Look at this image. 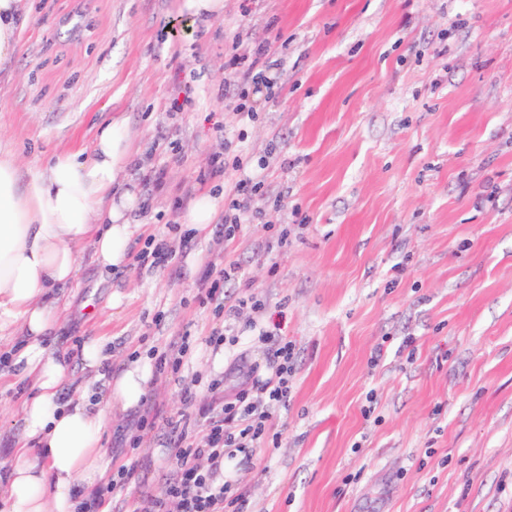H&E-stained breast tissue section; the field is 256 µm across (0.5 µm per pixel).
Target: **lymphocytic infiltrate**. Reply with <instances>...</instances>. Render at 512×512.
I'll return each mask as SVG.
<instances>
[{"label": "lymphocytic infiltrate", "instance_id": "f902f5d3", "mask_svg": "<svg viewBox=\"0 0 512 512\" xmlns=\"http://www.w3.org/2000/svg\"><path fill=\"white\" fill-rule=\"evenodd\" d=\"M256 189L247 181H239L229 193L224 207V238L233 240L241 225L255 209ZM237 264H229L206 280L203 300L223 309L225 317L238 318L244 311H260V300L252 296L238 298L234 304L224 302V282L237 274ZM271 361L273 376L255 379L250 388L234 398L219 402L211 409L206 432L195 436L189 431L191 416L163 419L168 431L169 446L174 450L176 467L163 487L157 507L174 502L177 512H224L235 506L242 494L235 483H219L215 473L224 456L254 448L268 435L273 426L276 407L286 405L291 394L293 375L291 360L294 346L285 337L273 339Z\"/></svg>", "mask_w": 512, "mask_h": 512}]
</instances>
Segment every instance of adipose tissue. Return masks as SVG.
I'll list each match as a JSON object with an SVG mask.
<instances>
[{"instance_id": "ef3b65f1", "label": "adipose tissue", "mask_w": 512, "mask_h": 512, "mask_svg": "<svg viewBox=\"0 0 512 512\" xmlns=\"http://www.w3.org/2000/svg\"><path fill=\"white\" fill-rule=\"evenodd\" d=\"M34 18L33 0H0V71ZM134 153L120 117L105 123L89 149L59 151L44 163H23L0 144V348L14 382L30 386L19 409L16 445L0 459V512H76L78 487L94 486L104 475L107 418L137 406L149 389L150 357L113 372L108 340L101 336L83 344L86 377L62 398L68 352L48 342L61 312L52 294L77 285L80 255L90 252L103 274L129 261L139 198L125 172ZM223 208V196L203 194L181 222L205 238ZM16 335L21 344L13 343ZM95 381L103 384L96 401Z\"/></svg>"}]
</instances>
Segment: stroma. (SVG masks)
I'll return each instance as SVG.
<instances>
[{"label": "stroma", "mask_w": 512, "mask_h": 512, "mask_svg": "<svg viewBox=\"0 0 512 512\" xmlns=\"http://www.w3.org/2000/svg\"><path fill=\"white\" fill-rule=\"evenodd\" d=\"M35 2L0 140L43 160L125 116L146 226L131 252L179 242L199 194L262 185L235 239L215 228L165 270L85 257L64 291L53 347L110 337L119 371L189 343L105 425L112 465H136L111 512H144L175 468L139 417L177 414L188 390L203 433L213 379L231 398L270 374L262 330L294 343L296 374L275 438L224 461L238 512H512V0H224L204 25L182 0ZM264 40L282 93L250 92L251 121L224 90ZM219 149L244 167L212 175ZM231 261L225 300H261L256 328L200 301L207 267ZM226 326L238 345L211 344ZM27 393L0 375L1 456Z\"/></svg>", "instance_id": "stroma-1"}]
</instances>
